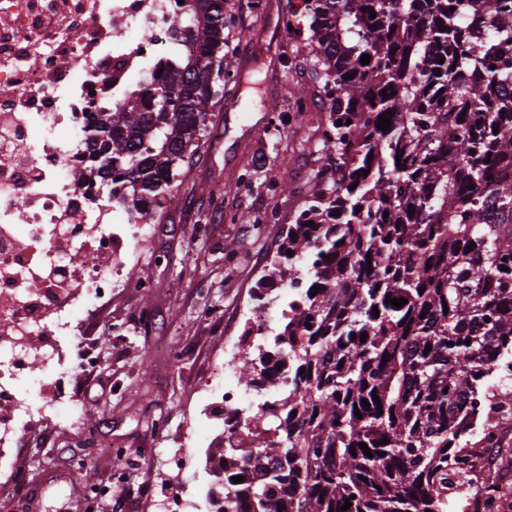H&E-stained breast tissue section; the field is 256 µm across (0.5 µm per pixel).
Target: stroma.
Returning a JSON list of instances; mask_svg holds the SVG:
<instances>
[{"instance_id": "stroma-1", "label": "stroma", "mask_w": 512, "mask_h": 512, "mask_svg": "<svg viewBox=\"0 0 512 512\" xmlns=\"http://www.w3.org/2000/svg\"><path fill=\"white\" fill-rule=\"evenodd\" d=\"M225 0L231 22L226 48L243 83L224 85L236 98L232 111L216 107L221 139L202 138L177 169L178 206L164 210L154 237L128 269L129 288L113 294L96 318L104 326L95 342L105 364L77 375L83 416L38 424L18 433V470L26 488L0 477V512H60L64 502L84 500L88 490L111 484L116 454L134 455L148 445L183 447L186 434L203 428L194 404L224 355V336L253 304L260 278L271 275L258 257L277 252L281 229L310 198L311 175L325 166L322 135L304 127L300 143L283 94L289 81L317 84L301 36L282 33L296 0ZM250 41H238L240 29ZM272 212L260 229L231 222L230 214ZM239 246L227 258L224 246ZM149 283L151 292L140 291ZM159 459L143 465L126 484L130 507L157 512L165 484Z\"/></svg>"}]
</instances>
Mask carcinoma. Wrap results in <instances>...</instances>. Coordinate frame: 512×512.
I'll use <instances>...</instances> for the list:
<instances>
[{"mask_svg": "<svg viewBox=\"0 0 512 512\" xmlns=\"http://www.w3.org/2000/svg\"><path fill=\"white\" fill-rule=\"evenodd\" d=\"M184 2L174 42L204 51L161 62L142 106L97 124L89 170L109 191L125 180L136 205L178 204L177 166L220 101L224 0ZM288 24L311 32L336 180L282 236L276 265L290 274L317 250L275 340L292 388L282 413L261 409L219 449V512H342L347 500V512H448V467L478 454L463 438L512 353V0H301ZM237 369L256 390L276 382L248 352ZM504 467L500 445L484 512L499 510ZM249 468L255 481H232Z\"/></svg>", "mask_w": 512, "mask_h": 512, "instance_id": "1", "label": "carcinoma"}]
</instances>
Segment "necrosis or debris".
<instances>
[{
	"instance_id": "1",
	"label": "necrosis or debris",
	"mask_w": 512,
	"mask_h": 512,
	"mask_svg": "<svg viewBox=\"0 0 512 512\" xmlns=\"http://www.w3.org/2000/svg\"><path fill=\"white\" fill-rule=\"evenodd\" d=\"M178 0H0V474L15 477L18 432L57 417L75 385L66 340L80 367L102 358L84 343L115 289L124 287L133 246L154 233V207L131 219L98 177L76 181L88 164L95 121L105 103L138 101L158 85L180 21ZM288 316L287 299H265L257 316L224 339L231 358L208 391L241 435L257 407L278 408L288 390L279 359L277 387L243 386L232 361L241 346L271 348ZM211 469L194 492L164 512H218Z\"/></svg>"
}]
</instances>
